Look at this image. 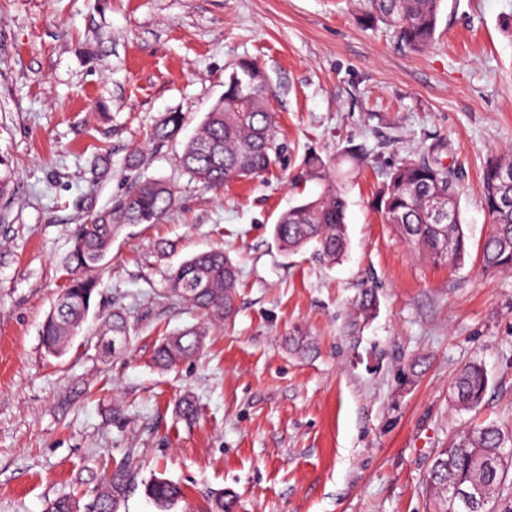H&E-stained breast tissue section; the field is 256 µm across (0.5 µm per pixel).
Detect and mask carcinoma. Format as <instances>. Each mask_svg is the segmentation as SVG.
<instances>
[{
    "instance_id": "1",
    "label": "carcinoma",
    "mask_w": 512,
    "mask_h": 512,
    "mask_svg": "<svg viewBox=\"0 0 512 512\" xmlns=\"http://www.w3.org/2000/svg\"><path fill=\"white\" fill-rule=\"evenodd\" d=\"M442 0H363L366 25L382 22L413 51H423L435 40ZM270 88L266 74L244 60L224 80V96L206 113L198 132L185 144L182 167L210 188L242 178L259 177L279 163ZM182 129V114L171 112L154 132L165 141ZM306 175L322 184V191L303 198L283 212L273 225L282 252L294 255L309 247L323 262L334 264L345 255L349 239L346 225L347 193L340 166L318 156L304 160ZM512 169V152L496 153L481 173V206L491 227L481 248L483 271H512V186L499 182V173ZM12 165L0 154V200L9 195ZM457 173L421 157L407 156L394 166L376 198V207L400 238L437 265L453 266L464 260L467 245L458 203ZM174 190L159 179L144 181L102 210L88 224L71 232L66 257L69 281L46 315L43 343L48 353H66L99 291L92 271L105 265L112 238L125 224H157L174 204ZM167 292L190 305L209 321L222 323L235 309L239 270L221 248L196 253L168 271ZM372 289L362 291L355 305L356 320L367 321L376 309ZM118 336L120 344L99 348V359L123 357L131 352L132 336L124 314L114 309L105 317L101 338ZM207 333L197 327L163 335L155 342L153 362L168 370L197 356ZM488 375L478 361L459 371L451 383L450 399L457 411L478 409L488 388ZM178 419L198 417L195 400L183 396L176 405ZM134 481L132 468L121 464L103 475L91 489L89 512H119ZM512 426L494 422L471 423L448 438L434 458L426 478L433 512H512ZM145 495L159 512H172L186 501L184 491L168 479L154 475L144 483ZM233 497L214 493L205 512H232ZM80 501L63 496L50 503L48 512H80Z\"/></svg>"
}]
</instances>
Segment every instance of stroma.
<instances>
[{"mask_svg": "<svg viewBox=\"0 0 512 512\" xmlns=\"http://www.w3.org/2000/svg\"><path fill=\"white\" fill-rule=\"evenodd\" d=\"M359 17L356 0H0V153L14 169L0 201V512H46L129 459L120 512H158L143 492L154 474L184 486L195 512L218 490L235 512H429L427 471L449 436L512 424V272L480 268L481 171L512 150V0H445L420 52ZM243 59L268 77L284 156L210 189L178 157ZM171 112L182 131L155 140ZM359 148L344 260L284 255L273 225L321 190L303 158ZM407 155L460 176V265L419 255L374 206ZM146 179L174 189L172 209L114 238L100 307L64 356L48 355L71 231ZM211 248L241 281L235 316L216 326L165 292L170 267ZM366 287L378 308L357 326ZM115 307L134 341L104 364L99 328ZM190 326L206 329L203 352L155 368L156 337ZM296 329L309 351L289 347ZM473 359L489 385L459 413L449 387ZM186 393L191 422L175 415Z\"/></svg>", "mask_w": 512, "mask_h": 512, "instance_id": "stroma-1", "label": "stroma"}]
</instances>
